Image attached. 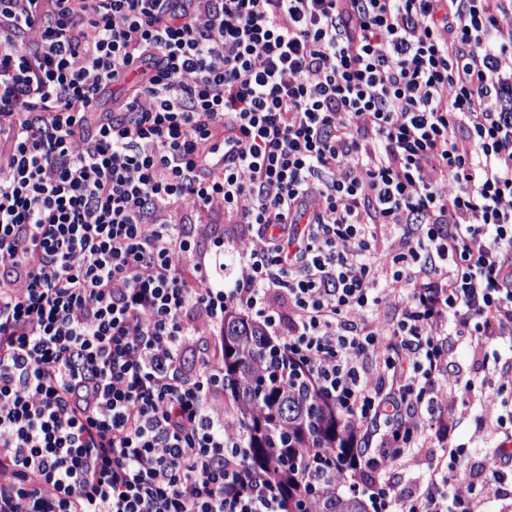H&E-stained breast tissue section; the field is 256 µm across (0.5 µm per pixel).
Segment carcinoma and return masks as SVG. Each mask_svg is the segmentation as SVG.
I'll return each instance as SVG.
<instances>
[{"instance_id":"1","label":"carcinoma","mask_w":512,"mask_h":512,"mask_svg":"<svg viewBox=\"0 0 512 512\" xmlns=\"http://www.w3.org/2000/svg\"><path fill=\"white\" fill-rule=\"evenodd\" d=\"M224 409L241 432L248 468L280 488L284 512H366L349 488L350 422L237 315L224 319Z\"/></svg>"}]
</instances>
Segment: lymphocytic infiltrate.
<instances>
[{
	"label": "lymphocytic infiltrate",
	"mask_w": 512,
	"mask_h": 512,
	"mask_svg": "<svg viewBox=\"0 0 512 512\" xmlns=\"http://www.w3.org/2000/svg\"><path fill=\"white\" fill-rule=\"evenodd\" d=\"M228 312L354 425L373 512L512 488L448 405L458 349L462 405L512 369V0H0V512H283Z\"/></svg>",
	"instance_id": "lymphocytic-infiltrate-1"
}]
</instances>
